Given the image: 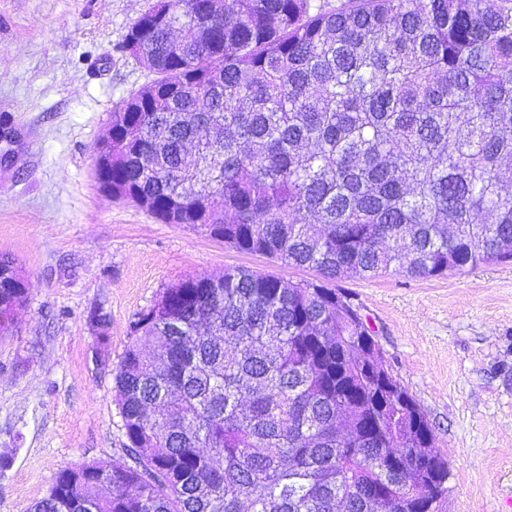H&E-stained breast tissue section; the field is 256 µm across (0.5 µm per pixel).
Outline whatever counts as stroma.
Instances as JSON below:
<instances>
[{
  "mask_svg": "<svg viewBox=\"0 0 512 512\" xmlns=\"http://www.w3.org/2000/svg\"><path fill=\"white\" fill-rule=\"evenodd\" d=\"M151 3L0 0V256L28 288L0 336V512H28L62 469L125 458L113 370L164 288L236 266L318 277L102 191L95 146L151 79L123 50ZM336 285L448 460L437 512H512V261Z\"/></svg>",
  "mask_w": 512,
  "mask_h": 512,
  "instance_id": "obj_1",
  "label": "stroma"
}]
</instances>
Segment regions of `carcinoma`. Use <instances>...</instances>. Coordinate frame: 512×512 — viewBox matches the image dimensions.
I'll use <instances>...</instances> for the list:
<instances>
[{
	"label": "carcinoma",
	"instance_id": "carcinoma-1",
	"mask_svg": "<svg viewBox=\"0 0 512 512\" xmlns=\"http://www.w3.org/2000/svg\"><path fill=\"white\" fill-rule=\"evenodd\" d=\"M124 49L155 79L112 112V197L321 279L163 289L114 369L128 459L30 512H424L448 462L323 281L512 260V0H154ZM25 300L1 258L0 335Z\"/></svg>",
	"mask_w": 512,
	"mask_h": 512
}]
</instances>
